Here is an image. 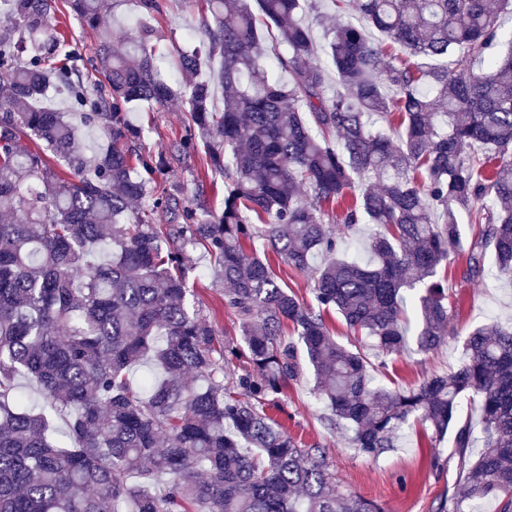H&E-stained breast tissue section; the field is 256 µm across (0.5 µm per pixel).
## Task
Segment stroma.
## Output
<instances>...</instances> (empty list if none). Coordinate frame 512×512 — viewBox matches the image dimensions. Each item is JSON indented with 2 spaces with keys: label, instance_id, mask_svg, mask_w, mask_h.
I'll return each mask as SVG.
<instances>
[{
  "label": "stroma",
  "instance_id": "stroma-1",
  "mask_svg": "<svg viewBox=\"0 0 512 512\" xmlns=\"http://www.w3.org/2000/svg\"><path fill=\"white\" fill-rule=\"evenodd\" d=\"M163 12L154 25L152 42L163 57L166 68L173 71L176 82L188 84L176 63L178 49L192 45V36L211 18L207 0H159ZM187 114L181 102H173L155 113L151 130L145 131L141 151L158 154L167 149L172 138L184 134ZM204 153H196L175 165L161 182L162 187L180 191L183 204L194 199L197 180L203 174ZM248 253L269 260L274 272L300 300L312 302L311 273L289 267L271 255L263 239L246 246ZM191 269L189 285L193 290L191 306L226 336L236 332L233 313L224 306L221 292L212 283L201 250L185 255ZM467 267L465 250L452 251L442 276L447 277L454 314L449 322L450 337L439 350L431 353L406 352L391 357L378 376L390 387H405L433 374L448 372L461 357L460 341L472 328L491 322H512V287L491 274L464 279ZM314 379L304 376L289 382L278 403L268 413L290 436L304 447L325 451L339 491L358 495L379 504L384 512H440L442 502L450 500L458 480L457 457L451 439L432 444L430 429L415 425L405 430L396 450L372 457L347 447L335 431L325 427L320 416L324 411L312 389Z\"/></svg>",
  "mask_w": 512,
  "mask_h": 512
}]
</instances>
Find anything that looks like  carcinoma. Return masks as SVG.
<instances>
[{
    "label": "carcinoma",
    "instance_id": "carcinoma-1",
    "mask_svg": "<svg viewBox=\"0 0 512 512\" xmlns=\"http://www.w3.org/2000/svg\"><path fill=\"white\" fill-rule=\"evenodd\" d=\"M208 2L212 22L178 54L183 88L159 66L150 26L101 28L100 0H0V512H383L336 493L318 449L266 413L308 371L321 422L351 447L376 456L411 424L438 440L452 428L450 512L491 499L512 512V324L474 328L457 368L418 384L374 375L412 343L429 353L447 340L436 276L463 248L460 213L478 226L466 274L488 256L512 283V39L498 50L512 0H331L347 21L327 29L324 64L302 21L308 0ZM65 12L97 35L91 59L55 27ZM456 52L457 68L438 63ZM51 89L81 123L45 105ZM178 100L186 133L137 152L136 111ZM376 115L397 135L373 129ZM84 125L111 144L88 152ZM199 151L206 177L224 180L219 213L155 190ZM335 206L351 230L384 228L368 260L337 257ZM255 238L314 271L315 304L245 252ZM197 246L214 260L234 339L189 306L183 259ZM329 309L365 332L378 363L330 336ZM233 359L246 367L227 382ZM137 363L158 374L134 381ZM465 400L479 410L475 456ZM42 402L66 417L64 438Z\"/></svg>",
    "mask_w": 512,
    "mask_h": 512
}]
</instances>
